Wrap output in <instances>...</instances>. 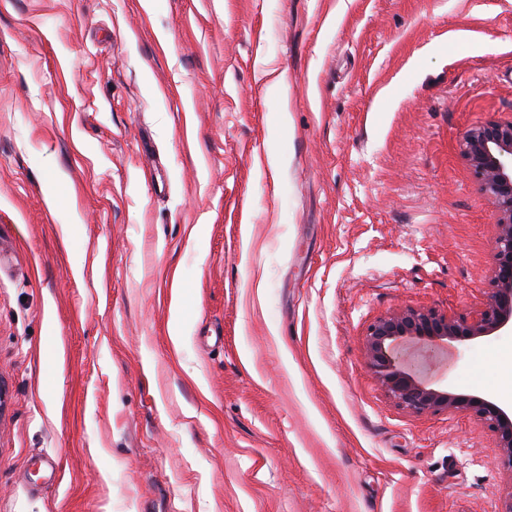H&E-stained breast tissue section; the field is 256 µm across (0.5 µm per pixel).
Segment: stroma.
<instances>
[{
    "instance_id": "35a3bbf8",
    "label": "stroma",
    "mask_w": 512,
    "mask_h": 512,
    "mask_svg": "<svg viewBox=\"0 0 512 512\" xmlns=\"http://www.w3.org/2000/svg\"><path fill=\"white\" fill-rule=\"evenodd\" d=\"M491 120L512 0H0V512H505L494 433L364 348L483 308ZM509 352L400 356L489 398Z\"/></svg>"
}]
</instances>
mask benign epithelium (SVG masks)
Wrapping results in <instances>:
<instances>
[{
	"label": "benign epithelium",
	"mask_w": 512,
	"mask_h": 512,
	"mask_svg": "<svg viewBox=\"0 0 512 512\" xmlns=\"http://www.w3.org/2000/svg\"><path fill=\"white\" fill-rule=\"evenodd\" d=\"M462 155L499 213L489 298L472 317L452 318L424 308L388 313L368 327L365 350L375 380L399 407L418 415L473 416L496 434L498 463L512 471V412L486 398L425 384L397 356V347L407 341L438 347L512 330V120L468 129Z\"/></svg>",
	"instance_id": "7a95c632"
}]
</instances>
